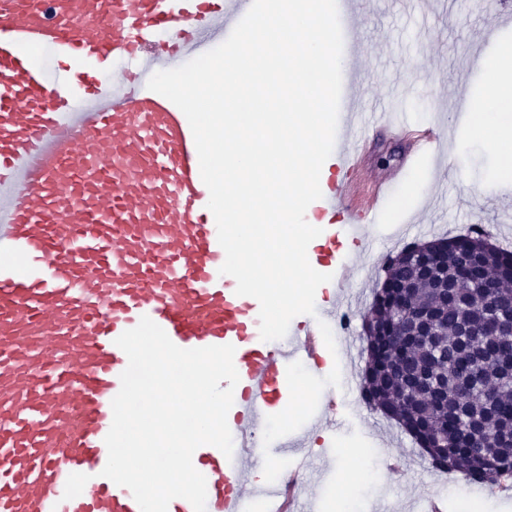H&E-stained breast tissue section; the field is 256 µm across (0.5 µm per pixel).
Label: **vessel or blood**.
I'll use <instances>...</instances> for the list:
<instances>
[{
	"label": "vessel or blood",
	"mask_w": 512,
	"mask_h": 512,
	"mask_svg": "<svg viewBox=\"0 0 512 512\" xmlns=\"http://www.w3.org/2000/svg\"><path fill=\"white\" fill-rule=\"evenodd\" d=\"M252 0H0V512H140L103 477L111 402L128 365L117 338L150 317L180 348L233 345L239 382L227 417L232 456L204 445L193 464L206 512H282L264 484L259 432L289 400L288 364L326 365L319 321L340 306L321 285L319 317L263 341L258 301L220 274L225 252L184 113L151 75L224 42ZM363 72L341 91L343 134L310 211L318 271L371 250L368 233L397 174L366 180L356 131L388 130L407 160L444 132L394 105L363 107Z\"/></svg>",
	"instance_id": "vessel-or-blood-1"
}]
</instances>
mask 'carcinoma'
Masks as SVG:
<instances>
[{
    "label": "carcinoma",
    "instance_id": "1",
    "mask_svg": "<svg viewBox=\"0 0 512 512\" xmlns=\"http://www.w3.org/2000/svg\"><path fill=\"white\" fill-rule=\"evenodd\" d=\"M433 245L440 252L426 274L406 247L388 259L387 287L375 292L365 313L371 330L363 396L429 449L433 467L494 484L512 477V378L500 366L512 358V251L487 244L482 234ZM464 268L498 288L481 292L457 282ZM407 294L417 307L430 301L438 307V333L391 349L392 303ZM472 420L496 432L495 446L477 445L468 430Z\"/></svg>",
    "mask_w": 512,
    "mask_h": 512
}]
</instances>
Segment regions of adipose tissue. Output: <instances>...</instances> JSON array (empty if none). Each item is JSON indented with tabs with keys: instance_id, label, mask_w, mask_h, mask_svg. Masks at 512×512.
<instances>
[{
	"instance_id": "obj_1",
	"label": "adipose tissue",
	"mask_w": 512,
	"mask_h": 512,
	"mask_svg": "<svg viewBox=\"0 0 512 512\" xmlns=\"http://www.w3.org/2000/svg\"><path fill=\"white\" fill-rule=\"evenodd\" d=\"M465 137L483 141L500 157L495 179L512 176V48L489 62Z\"/></svg>"
}]
</instances>
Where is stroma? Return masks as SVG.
<instances>
[{
	"mask_svg": "<svg viewBox=\"0 0 512 512\" xmlns=\"http://www.w3.org/2000/svg\"><path fill=\"white\" fill-rule=\"evenodd\" d=\"M351 18L362 38L353 64L366 73L363 100L384 96L395 100L418 123L442 121L453 131L448 158L442 165L425 161L410 170L400 189L384 205L371 230L376 248L352 263L345 283L351 292V335L361 341L362 318L383 275L388 253L398 252L391 236L401 224L412 225L413 238L428 242L467 233L480 224L491 229V241H512L505 223L512 216V194H502L490 177L499 166L495 153L478 141H464L467 117L456 109L458 98H476L484 86V69L475 58H490L502 45H512V21L503 20L487 0H363ZM406 144L400 137L378 133L362 160L363 173L382 178L399 165ZM364 357L343 370L335 391L340 416L335 429L319 432L303 425L289 434L285 459L304 466L301 484L315 496H302L300 512H336L340 493L354 496L356 512H409L425 496L445 500V512H459L473 500L480 512H512V486L473 487L447 481L424 460L419 447L395 422L372 410L351 386Z\"/></svg>",
	"mask_w": 512,
	"mask_h": 512,
	"instance_id": "stroma-1",
	"label": "stroma"
}]
</instances>
